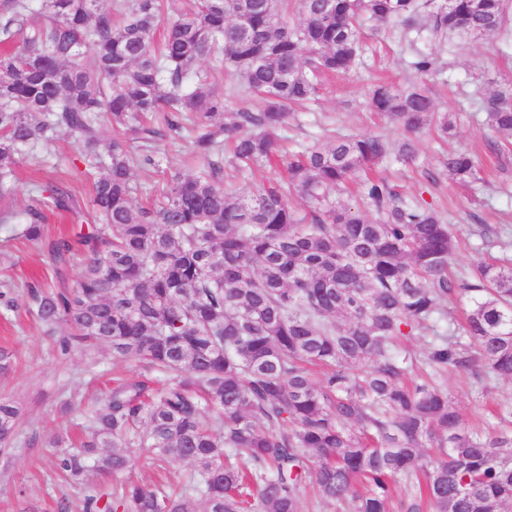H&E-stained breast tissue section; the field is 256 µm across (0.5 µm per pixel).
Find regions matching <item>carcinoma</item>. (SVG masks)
Returning <instances> with one entry per match:
<instances>
[{"instance_id": "carcinoma-1", "label": "carcinoma", "mask_w": 512, "mask_h": 512, "mask_svg": "<svg viewBox=\"0 0 512 512\" xmlns=\"http://www.w3.org/2000/svg\"><path fill=\"white\" fill-rule=\"evenodd\" d=\"M0 0V200L25 155L71 140L92 180L88 208L59 181L35 189L19 235L45 238L44 210L85 233L48 243L59 282L28 292L61 354L100 346L163 376L118 379L56 470L79 484L112 475V493L85 488L84 512H301L302 492L346 512H512V406L503 427L468 431L433 374L453 369L512 380V263L448 278L454 240L443 215L369 171L389 159L419 165L415 137L452 135L430 92L380 82L371 109L404 133L317 141L283 161L293 109L318 98L322 78L347 75L373 21L408 35L464 40L500 31L512 0ZM93 65L79 62L83 51ZM419 76L442 71L437 50L415 47ZM233 78L217 92L210 77ZM254 98L244 107L239 99ZM489 152L512 146V86L480 98ZM190 123L198 170H169L146 205L133 170L160 167V143ZM284 163L287 178L250 190L241 172ZM448 178L483 181L475 158L452 151ZM357 186L359 202L344 201ZM300 202L296 210L288 197ZM85 261L75 286L64 272ZM467 294L460 331H440L444 305ZM427 337L429 379L410 378L398 350ZM369 362L361 369L363 362ZM21 413L0 399V454ZM128 448L191 465L186 484L126 477Z\"/></svg>"}]
</instances>
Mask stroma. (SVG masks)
<instances>
[{
	"mask_svg": "<svg viewBox=\"0 0 512 512\" xmlns=\"http://www.w3.org/2000/svg\"><path fill=\"white\" fill-rule=\"evenodd\" d=\"M367 51L350 77L327 82L317 102L296 113L284 132L283 146L294 153L314 140L331 136L377 134L395 141L399 129L385 124L367 105V91L381 79L405 85L420 80L435 100L437 111L453 115L456 128L442 142L430 132L418 141L421 167L383 163L379 172L409 196L423 197L449 222L458 242L451 264L454 276L492 262L512 258V156L490 176L488 184L472 188L455 185L441 160L446 152L466 150L484 156L490 133L478 110V94L490 85L512 81V28L483 38L454 41L441 51L442 73L415 77L407 67L411 57L408 40L387 37L377 24L365 29ZM77 152L61 139L36 158L22 161L13 181L16 193L10 201L23 211L33 199L34 184L64 179L82 200H89L91 185L77 175ZM430 170L433 180L424 179ZM54 283L55 276L42 244L0 235V291L9 292L15 308L0 306V349L10 354V366L0 371V397L12 398L22 412L21 424L9 455L0 458V512H56L68 499L80 512L83 494L55 470V452L77 446V425L82 416L98 406L107 385L116 376L141 373L133 361L113 358L100 349L95 367H88L80 351L61 355L54 335L27 310L26 284L32 279ZM440 385L454 401L467 427L490 431L497 428L495 414L512 405V380H481L465 373L448 372ZM74 398L72 409L61 407L63 396Z\"/></svg>",
	"mask_w": 512,
	"mask_h": 512,
	"instance_id": "1",
	"label": "stroma"
}]
</instances>
